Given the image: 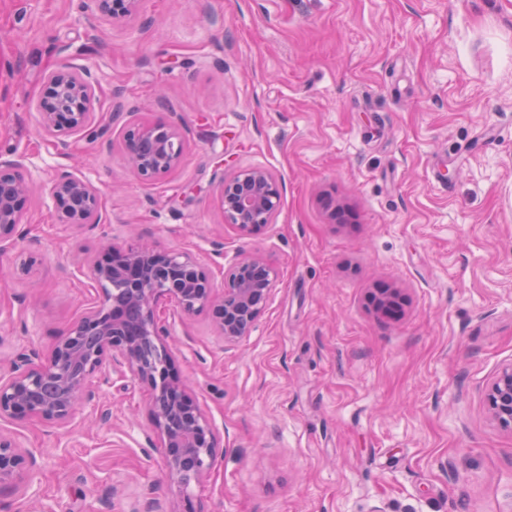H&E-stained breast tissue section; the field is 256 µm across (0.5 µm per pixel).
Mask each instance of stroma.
<instances>
[{"instance_id":"1","label":"stroma","mask_w":512,"mask_h":512,"mask_svg":"<svg viewBox=\"0 0 512 512\" xmlns=\"http://www.w3.org/2000/svg\"><path fill=\"white\" fill-rule=\"evenodd\" d=\"M0 0V158L23 162L22 238L0 247V375L47 357L100 300L89 263L141 242L224 287L235 260L278 273L247 338L161 301L173 371L217 436L197 482H170L150 389L127 368L66 425L5 418L40 465L0 512H512V431L486 390L512 363V0ZM91 73L97 124L59 152L40 129L47 73ZM187 143L157 182L128 164V122ZM279 180L273 224L225 221L224 177ZM71 172L100 221L67 223ZM398 289L399 312L370 303ZM142 0H87L84 8L95 17H124L136 14ZM51 193L71 224L99 223V193L87 181L62 174L53 181Z\"/></svg>"}]
</instances>
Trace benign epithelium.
Segmentation results:
<instances>
[{
    "label": "benign epithelium",
    "mask_w": 512,
    "mask_h": 512,
    "mask_svg": "<svg viewBox=\"0 0 512 512\" xmlns=\"http://www.w3.org/2000/svg\"><path fill=\"white\" fill-rule=\"evenodd\" d=\"M142 0H85L95 17H124L139 11ZM95 89L85 70L62 65L44 80L38 110L43 129L90 131ZM126 138L129 162L144 182H154L182 161L186 144L177 128L161 124L143 128L131 123ZM22 164L0 160V244L20 235L22 202L30 191ZM51 193L62 216L72 224L99 223V193L72 174L58 176ZM219 196L227 223L243 233H255L273 223L282 202L277 177L262 167L236 170L224 179ZM102 291L100 305L84 314L43 361L35 352L20 350L10 360V373L0 378V419L38 416L56 424L69 422L77 407L95 398L92 378L104 373V363L128 367L135 379L153 393L152 417L159 448L171 481L185 487L199 481L216 455L214 430L185 385L172 371L163 337L167 330L155 320V308L169 299L187 314L205 311L226 343L245 339L275 286L277 272L265 260L246 256L224 272V292L218 296L194 258L131 246L92 263ZM116 281L122 287L114 288ZM496 422L512 431V364L504 367L486 393ZM36 457L0 432V488L32 478Z\"/></svg>",
    "instance_id": "benign-epithelium-1"
}]
</instances>
